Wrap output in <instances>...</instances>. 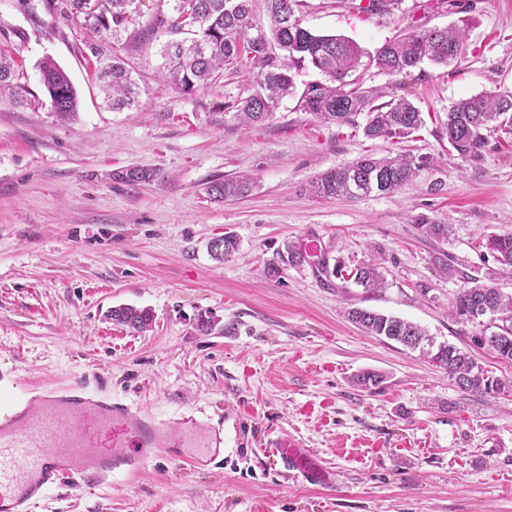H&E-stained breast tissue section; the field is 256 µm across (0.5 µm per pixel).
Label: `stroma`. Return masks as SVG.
<instances>
[{"label":"stroma","mask_w":512,"mask_h":512,"mask_svg":"<svg viewBox=\"0 0 512 512\" xmlns=\"http://www.w3.org/2000/svg\"><path fill=\"white\" fill-rule=\"evenodd\" d=\"M419 3L359 17L343 0H307L303 12L305 27L370 51L417 26L467 20L458 63L398 79L366 73V85L426 114L399 143L323 122L293 96L264 123H227L224 105L250 92L252 71L241 64L183 92L162 74V32L149 51L129 54L138 104L112 111L91 66L98 35L48 14L42 0H0V52L15 62L11 87H0V378L21 392L79 375L93 394L157 418L193 414L224 429L223 462L193 470L157 455L93 497L52 488L35 512H512V392H462L419 353L345 315L367 307L418 323L512 381L511 364L474 347L480 326L449 315L463 275L512 292L484 247L512 234V135L489 134L478 162L436 135L452 103L512 86V0ZM48 58L77 92L70 119L43 87ZM405 151L434 165L397 193L348 201L307 192L328 169ZM136 167L156 175L115 180ZM241 174L257 180L249 196L208 197L209 182ZM436 181L441 192H430ZM420 215L451 225L448 240L420 233ZM227 232L239 248L219 262L207 244ZM308 237L321 240L320 256L268 273L284 241ZM443 254L456 276L439 272ZM364 263L380 268V292L346 279ZM327 265L343 276L325 274ZM120 305L149 309L150 330L113 322ZM366 370L385 374L379 389L353 384ZM277 436L309 448L330 483L311 484L269 455Z\"/></svg>","instance_id":"35a3bbf8"}]
</instances>
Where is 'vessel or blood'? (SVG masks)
Returning <instances> with one entry per match:
<instances>
[{"mask_svg": "<svg viewBox=\"0 0 512 512\" xmlns=\"http://www.w3.org/2000/svg\"><path fill=\"white\" fill-rule=\"evenodd\" d=\"M33 399L0 405V512H33L46 492L70 484L93 494L113 473L136 474L152 456L198 469L214 462L221 429L189 415L171 427L150 413L90 395L79 378L37 386ZM271 445L284 466L309 482L329 477L309 449L288 439Z\"/></svg>", "mask_w": 512, "mask_h": 512, "instance_id": "1", "label": "vessel or blood"}]
</instances>
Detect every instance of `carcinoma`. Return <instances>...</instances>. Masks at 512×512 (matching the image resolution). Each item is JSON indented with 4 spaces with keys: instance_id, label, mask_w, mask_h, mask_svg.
<instances>
[{
    "instance_id": "carcinoma-1",
    "label": "carcinoma",
    "mask_w": 512,
    "mask_h": 512,
    "mask_svg": "<svg viewBox=\"0 0 512 512\" xmlns=\"http://www.w3.org/2000/svg\"><path fill=\"white\" fill-rule=\"evenodd\" d=\"M131 0H44L50 15L84 25L93 32L124 40L127 49L144 48L155 29L164 28L171 36L162 49L165 74L183 91L190 93L217 80L230 66L246 61L257 70L256 85L244 97L226 106L229 120L241 125L267 121L279 102L296 93L295 75L310 65L322 79L305 85L299 108L338 126L357 125L365 115L363 133L371 139H404L424 124L421 110L409 100L393 97L376 103L384 91L364 85V75L372 68L389 76L408 75L428 61L448 66L459 62L465 51V30L448 28L417 29L406 32L370 53L344 36L315 33L302 24L304 0H172L169 13L159 14L155 23L141 25L131 11ZM400 0H348L358 16L388 13ZM97 59L96 75L106 101L114 110L136 102L135 81L127 61L118 53L105 52L93 45ZM42 83L57 114L66 118L75 113L77 96L67 73L55 62L41 63ZM512 133V91L490 90L455 102L440 123L437 136L447 141L448 152L478 161L488 146L483 131L492 124ZM433 166L430 156L415 157L399 153L393 157H360L330 169L309 185L318 197L353 200L373 193L392 194L413 184L423 170ZM156 171L127 169L115 174L118 180L135 185L149 181ZM256 181L250 176L214 180L206 193L217 202L249 195ZM416 225L423 234L438 241L448 240L449 225L420 217ZM235 235L226 233L209 242L210 255L224 261L238 250ZM484 247L493 253L503 274H512V234L491 235ZM307 252L300 244L287 241L277 252V261L268 272H279L280 265L300 266ZM365 291L376 293L385 287L384 278L374 264H365L348 273ZM491 313L498 323L494 331L474 337V344L485 346L499 359L512 363V295L487 285L477 276H466L451 306L450 316L458 323L476 324ZM347 317L370 336L395 341L443 369L466 393L492 395L507 388L505 382L487 375L471 353L449 343L434 345V338L421 326L376 310L353 307ZM111 319L132 333L147 331L153 320L148 309L117 307ZM384 382L374 371L356 376L355 385L371 389Z\"/></svg>"
}]
</instances>
